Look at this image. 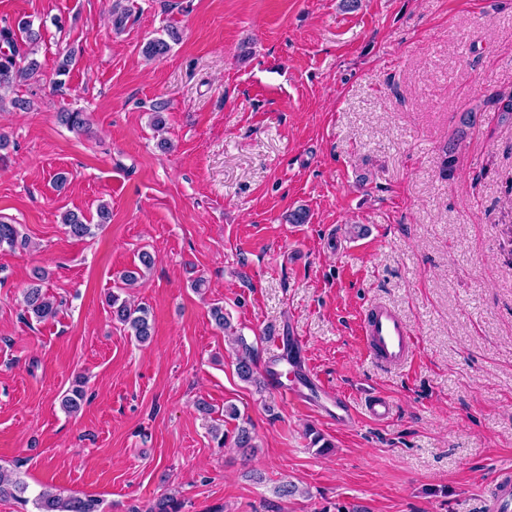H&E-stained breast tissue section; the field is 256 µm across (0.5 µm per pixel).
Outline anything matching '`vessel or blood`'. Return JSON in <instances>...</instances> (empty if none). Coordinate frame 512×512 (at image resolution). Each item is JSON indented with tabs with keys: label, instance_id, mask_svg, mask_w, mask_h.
Here are the masks:
<instances>
[{
	"label": "vessel or blood",
	"instance_id": "vessel-or-blood-1",
	"mask_svg": "<svg viewBox=\"0 0 512 512\" xmlns=\"http://www.w3.org/2000/svg\"><path fill=\"white\" fill-rule=\"evenodd\" d=\"M358 335L365 354L386 368L406 366L415 353L410 327L396 311L382 303L367 307L360 319ZM269 376L276 390L294 406H308L319 390L309 377L288 384L283 382L281 371L274 368ZM490 486L489 512H512V463L496 468Z\"/></svg>",
	"mask_w": 512,
	"mask_h": 512
}]
</instances>
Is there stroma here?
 I'll list each match as a JSON object with an SVG mask.
<instances>
[{
    "instance_id": "stroma-1",
    "label": "stroma",
    "mask_w": 512,
    "mask_h": 512,
    "mask_svg": "<svg viewBox=\"0 0 512 512\" xmlns=\"http://www.w3.org/2000/svg\"><path fill=\"white\" fill-rule=\"evenodd\" d=\"M116 3L132 10L119 32ZM23 18L41 68L14 90L30 109L0 106V220L23 239L0 249V466L104 512L163 494L184 512H484L512 462V123L483 106L512 92V0H0V26ZM171 27L170 51L145 59ZM64 109L87 129L61 125ZM102 204L109 223L66 234L65 212L93 221ZM298 208L307 222L289 223ZM144 251L154 266L124 288ZM38 268L64 301L40 323L22 304ZM110 292L149 308L148 343L113 319ZM373 301L414 333L404 371L357 339ZM216 304L259 375L314 369L358 419L242 381ZM79 377L71 415L60 399ZM380 392L392 418L362 417ZM213 419L248 427L254 452L218 444ZM286 482L300 495L280 496Z\"/></svg>"
}]
</instances>
